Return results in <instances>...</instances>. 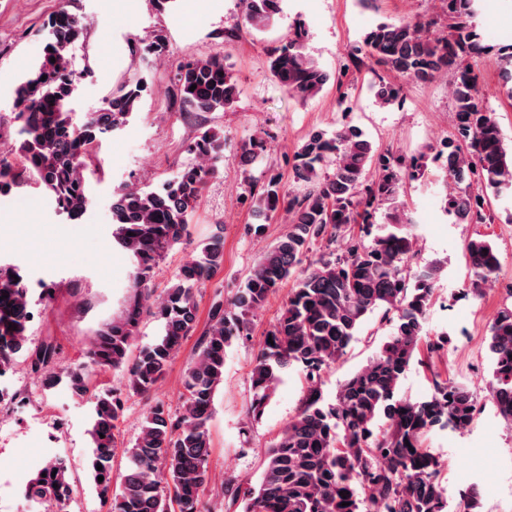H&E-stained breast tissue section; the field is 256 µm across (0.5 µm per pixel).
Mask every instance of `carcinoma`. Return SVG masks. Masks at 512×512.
Listing matches in <instances>:
<instances>
[{
    "label": "carcinoma",
    "mask_w": 512,
    "mask_h": 512,
    "mask_svg": "<svg viewBox=\"0 0 512 512\" xmlns=\"http://www.w3.org/2000/svg\"><path fill=\"white\" fill-rule=\"evenodd\" d=\"M243 22L224 31L230 41L243 30H264L281 11L282 0H243ZM445 24L415 19L381 22L363 39V47L336 73L373 75L377 101L400 100L403 86L385 81L379 70L408 81L430 82L451 76L456 135L439 150L444 160L441 207L454 224H491L488 195L512 192V150L507 149L496 114L473 62L489 54L473 31L474 0H441ZM46 42L37 65L14 88L18 112L12 150L25 180L45 190L66 221H80L92 205L85 171L101 139L121 130L141 98L140 79L122 84L103 104L77 122L69 108L74 91L71 51L86 24L60 11L47 22ZM304 34L287 36L268 55V68L285 92L302 100L316 97L331 75L304 51ZM195 90H190L191 86ZM239 87L222 58L188 60L179 65L177 97L182 110L216 112L233 107ZM224 131L203 126L181 164L157 189L129 183L112 195V243L134 261L125 312L95 336L87 360L57 367L56 347L46 343L31 354V368L46 389L65 384L76 398H92L91 471L108 512H203L200 492L209 481L208 421L214 395L224 380L226 348L244 335L249 317L283 282L294 281L251 371L249 412L262 416L282 373L300 365L306 372L297 414L266 450L257 486L246 494L245 512H448L440 476L443 463L427 447L435 431L464 433L480 412L471 391L451 378L432 373V390L422 399L399 393L410 365L425 364L442 339L431 341L427 314L442 272L438 263L413 265L416 221L399 198L420 170L418 159L405 160L374 150L356 125L343 123L328 134L316 131L296 152L293 187L271 178L260 185L253 169L267 151L260 134L237 149L243 181L256 215L268 221L287 215L288 232L257 262L229 303L218 298L197 340L184 381L181 410L161 405L147 411L132 445L119 440L121 394L91 391L100 370L126 371L128 392L149 397L165 366L198 325L197 294L224 267L223 225L199 243L192 258L176 271L159 302L150 287L168 254L190 240L196 208L211 178L224 163ZM374 170L371 179L367 171ZM20 173V174H22ZM20 174L0 163V194L21 184ZM385 223L375 225L377 210ZM359 226L360 235L353 233ZM370 238L365 242L364 238ZM346 242L340 254L321 255L301 267L303 257L320 244ZM472 270L466 292L480 297L499 277L500 261L484 238L464 246ZM392 331L381 351L340 384L333 403H325L321 371L342 357L362 324L376 311ZM152 317L161 334L129 357L139 324ZM31 297L24 277L12 264L0 263V375L13 368L27 349ZM492 369L489 399L503 424L512 426V304L497 311L488 329ZM126 459L119 490H113L112 461ZM102 469H97V466ZM70 461L63 455L44 460L25 486V497L48 512H65L72 487ZM103 481H98V477ZM457 512H476L479 491L459 492ZM348 505H342V502Z\"/></svg>",
    "instance_id": "obj_1"
}]
</instances>
